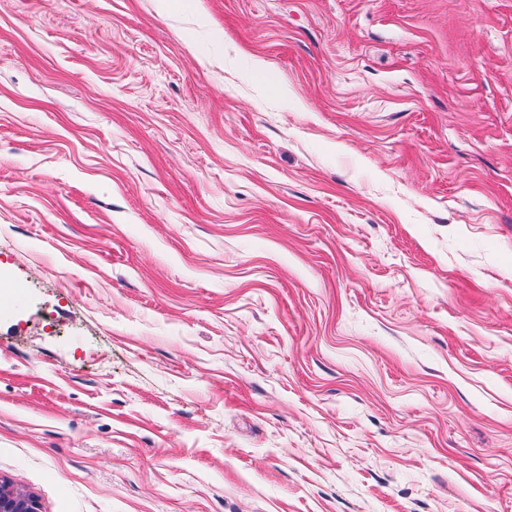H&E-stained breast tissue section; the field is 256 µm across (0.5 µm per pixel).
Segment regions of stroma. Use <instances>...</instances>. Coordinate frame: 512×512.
<instances>
[{
	"instance_id": "obj_1",
	"label": "stroma",
	"mask_w": 512,
	"mask_h": 512,
	"mask_svg": "<svg viewBox=\"0 0 512 512\" xmlns=\"http://www.w3.org/2000/svg\"><path fill=\"white\" fill-rule=\"evenodd\" d=\"M0 285L42 512H512V0H0Z\"/></svg>"
}]
</instances>
